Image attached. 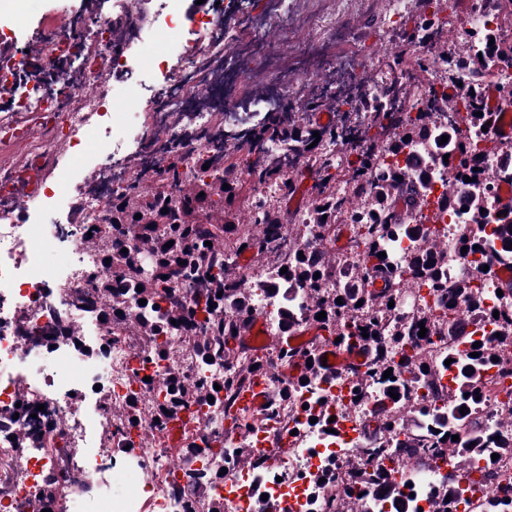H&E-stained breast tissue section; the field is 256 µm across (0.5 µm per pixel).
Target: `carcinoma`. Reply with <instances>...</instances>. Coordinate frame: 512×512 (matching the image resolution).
<instances>
[{
    "label": "carcinoma",
    "instance_id": "obj_1",
    "mask_svg": "<svg viewBox=\"0 0 512 512\" xmlns=\"http://www.w3.org/2000/svg\"><path fill=\"white\" fill-rule=\"evenodd\" d=\"M434 2L432 18L420 24L407 35V48L379 60L385 80L381 88L365 89L361 80L340 97L327 84L320 94L304 100L303 108L314 112L325 102L336 106H349L346 111L336 112V120L316 126L306 121L300 112L289 105H278L266 111L256 123L224 132V168H203L207 159L198 156L194 161L195 174L188 183L185 194L173 197V184L180 176V169L187 163L184 155L174 152L167 157L170 177L156 179L148 193L140 186L131 185L112 199L109 224L106 229L112 235L111 247L105 249L102 258L111 262L102 264L107 276L96 280L95 288L104 298L112 301V312L104 314V321L127 314L129 304L138 305L139 314L132 317L133 328L139 335L152 342L145 348L151 361L165 360L166 351L158 339L177 328L195 325L199 311L207 314L201 331L192 337V347L201 363L220 362L224 365L222 380L207 381L200 385L171 372L164 387L167 396L157 407L159 420L168 418L165 411H174L190 395L206 392L224 403V416H229L237 405L242 390L257 375L265 377L273 365L261 357L244 355L242 340L250 318L252 297L238 284V259L243 254L242 245L249 249H286L288 261L272 262L268 267L269 287L277 291L305 292L312 306L311 318L300 321L287 307L282 320L285 330L298 328L301 324L328 332L319 341L341 338L343 347H364L371 351L374 363L383 366L394 364L398 377L389 380V390L396 393L405 382L415 383L437 396L448 395V406L452 408L445 420L448 431L441 434L432 447L442 448L451 454L465 471L469 462L480 454L484 443L479 437L452 440L453 428L460 420V408L476 404L480 395L476 386L480 374L492 367L512 366V318L494 319L495 331L500 338L495 343L481 341L478 348L470 352L478 356L468 357V369L459 373L457 387L445 391L441 385L443 371L437 369L427 357L420 353L408 354L406 346L417 343V326L406 315L392 322L387 337L378 336L379 329L391 312L388 303L392 300L389 289L396 280L395 270L387 258L378 257L386 251L387 240L408 224L412 213L427 204L432 194L431 172L438 166H446L453 173L448 189L437 198V205L449 208L462 198L465 201L470 222L473 224H496L493 234L503 244L512 243V199L504 202L475 189L481 154L466 141L458 127L459 108L466 110L470 125H481L490 120V113L483 105V90L487 82L490 62L512 60V39L502 34V28L512 26V0H485L487 11L496 21V28L483 29L472 34L473 40L484 47V51L464 50L454 59L448 56V40L445 35L440 12L448 8V0H420L425 4ZM423 42L432 46L433 58H422L411 52V47ZM446 60L449 70L467 80L468 93L464 99H453L444 92L427 100L418 107V90L432 81L435 58ZM418 109L416 116L409 112ZM482 115H476V112ZM448 122L453 134L449 144L440 143L442 121ZM373 128L386 136L383 143L369 136ZM319 133L315 140L313 133ZM337 143L360 149L358 165L341 167V163L327 157L326 150ZM456 155L448 161L443 156L450 151ZM257 153L255 160L250 159ZM390 158L389 163L381 160ZM313 168L317 174L315 184L306 192L308 223L313 225L320 241H336V225L343 223L349 213L359 215L360 223L353 225L354 236L350 241L364 244L368 264L354 272L350 281L333 292L321 288V280L332 273L333 259L330 251L319 245L303 246L286 234L279 233L283 220L279 209L261 204L254 198L259 184L276 185L289 196L299 189V172L302 167ZM472 181L466 183L463 177ZM250 184V193L242 195L243 182ZM228 189H222L223 184ZM246 204L248 220L258 228V234L239 232L236 225L242 221L241 204ZM168 212L161 213L162 209ZM501 216L491 219V212ZM141 218H135L136 214ZM173 242L168 247L166 243ZM211 245L206 246L204 242ZM127 253H122V249ZM287 272L282 274V267ZM408 269L415 276L429 282L438 295L440 308L453 314V305L462 302L474 308L481 306L478 289L469 281H460L447 286L444 274L443 252L433 238L425 240V246L411 253ZM320 273V278L313 275ZM179 276L196 284L197 291L192 304L186 305L178 299L170 300L162 307L160 300L166 298L170 279ZM143 290H137V286ZM222 296H217V293ZM342 303H337V298ZM146 304H139V300ZM362 305H357L358 301ZM326 312L319 320L317 314ZM176 323H171V320ZM370 337H362V332ZM283 365L299 362L302 373L297 377L275 376L278 395L286 402L291 393L301 386L304 379L323 375L316 350L300 351L288 342L279 345ZM400 360H395V356ZM498 361H493V357ZM220 389H214V384Z\"/></svg>",
    "mask_w": 512,
    "mask_h": 512
}]
</instances>
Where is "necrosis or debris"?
<instances>
[{
    "label": "necrosis or debris",
    "instance_id": "1",
    "mask_svg": "<svg viewBox=\"0 0 512 512\" xmlns=\"http://www.w3.org/2000/svg\"><path fill=\"white\" fill-rule=\"evenodd\" d=\"M149 29L171 34L170 51L140 56ZM42 42L40 56L28 57L0 39V183L35 161L51 172L59 151L79 144L98 160L82 171L62 224L36 223L46 193L24 200L0 192V512H68L74 497L80 512H203L194 493L198 481L223 499L224 512H253L262 495L286 503L289 512H338L355 455L368 473L400 488V496L388 500L373 484H357L375 512H433L447 489L452 512H512V455L496 453L504 412L512 408V375L495 367L481 375V400L456 428L460 438L477 432L487 444L486 456L472 461L471 477L451 470L446 455L423 448L418 455L430 458L429 468L400 465L393 450L406 442L404 430L366 436L386 384L379 371L363 390L341 371L335 380L307 384L286 403L269 384L263 414L245 413L247 430L234 434L226 430L223 405L205 396L189 400L179 409L190 443L183 458L166 427L130 426L121 408L135 400L152 411L166 395L163 371L198 381L224 371L219 364L203 367L186 330L164 338L162 364L148 361L129 322L102 321L106 302L91 282L110 244L94 228L104 224L113 196L143 171L167 177L165 159L174 151L188 160L180 189L193 174L191 159L224 163V130L239 120L226 105L238 81L224 59V7L217 0H116L92 29L79 16L55 13ZM147 68L157 78L143 95L151 133L141 139L113 122L109 105L136 87ZM465 134L482 153L487 192L503 194L512 187V168L503 161L512 143L490 151L494 131L476 126ZM412 221L444 242L449 281L471 279L485 311L512 317V294L501 293L498 269H484L481 253L455 248L460 234L483 237L491 225L470 224L461 209L441 212L432 205ZM59 249L72 263L48 268L46 251ZM410 249L408 237L396 236L392 259L400 280L391 316L405 314L425 326L422 346L434 363L450 356L465 363L469 346L457 337L456 320L440 324L434 290L407 272ZM266 264V257L250 256L241 278L254 295L253 317L265 326L261 347L281 328ZM217 448L224 451L219 463L210 455ZM244 448L255 449L256 467H239ZM218 466L226 472L216 479ZM120 472L135 473L141 491L117 503L110 487Z\"/></svg>",
    "mask_w": 512,
    "mask_h": 512
}]
</instances>
